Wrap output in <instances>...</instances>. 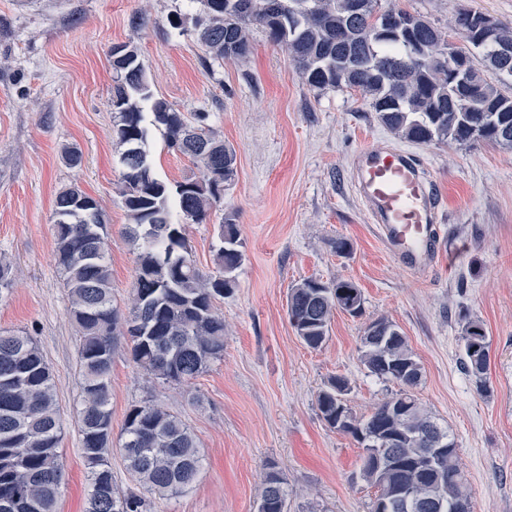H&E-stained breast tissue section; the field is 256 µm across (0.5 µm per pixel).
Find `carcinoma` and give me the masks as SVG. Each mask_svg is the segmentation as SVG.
Returning <instances> with one entry per match:
<instances>
[{
  "mask_svg": "<svg viewBox=\"0 0 512 512\" xmlns=\"http://www.w3.org/2000/svg\"><path fill=\"white\" fill-rule=\"evenodd\" d=\"M195 36L214 59L243 61L251 53V31L261 29L281 44L301 80L319 91L360 93L379 121L399 137L416 143L474 146L491 143L512 150V89L489 82L484 70L502 76L512 69V23L498 21L491 41L474 47L461 61L467 78L450 69L448 38L460 23L454 16L445 29L418 12L390 8L379 12L375 0H256L269 4L250 12L242 0H199ZM399 15L406 32L378 35L382 19ZM124 66L115 71L112 106L120 161L132 153L141 166L122 173L119 193L130 224L126 239L136 248L135 285L122 313L112 300L109 224L102 207H79L89 198L79 186L54 200L55 260L69 298V314L78 327L81 402L78 422L90 492L86 512H147L139 494L120 495L113 485L108 452L112 438L110 408L112 355L120 338L132 341L133 361L150 379L189 384L214 360L224 357V319L216 301L236 286L234 272L243 261L240 231L230 217L218 225L215 270L201 271L192 258L183 224L203 223L221 200L218 183L236 177L235 151L211 130L192 125L183 113L154 96L137 48L126 45ZM150 104L152 125L163 129L167 147L186 156L198 174L175 186L158 178L146 151L148 127L141 103ZM360 302V289L349 280L320 284L308 278L288 295V317L303 343L317 349L326 341L338 291ZM140 321L137 334L129 323ZM376 339L361 343V360L377 378L400 390L377 405L358 425L393 439L374 457H363L362 476L378 498L401 500L406 487L415 497L400 512H471L457 449L448 428L426 411L414 394L423 373L404 334L386 318L364 330ZM464 371L486 389L489 367L487 334L482 322L467 320L462 329ZM350 391L342 376L331 377L317 396V408L329 419L336 401ZM408 398L406 413L390 410ZM63 430L52 373L34 337L0 332V512H55L63 480L57 448ZM120 452L134 480L162 497L189 489L202 455L191 429L178 416L150 402L126 412ZM447 441L439 462L433 443ZM258 507L288 512V482L270 465L264 473Z\"/></svg>",
  "mask_w": 512,
  "mask_h": 512,
  "instance_id": "1",
  "label": "carcinoma"
}]
</instances>
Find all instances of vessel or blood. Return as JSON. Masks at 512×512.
I'll use <instances>...</instances> for the list:
<instances>
[{
  "label": "vessel or blood",
  "instance_id": "vessel-or-blood-1",
  "mask_svg": "<svg viewBox=\"0 0 512 512\" xmlns=\"http://www.w3.org/2000/svg\"><path fill=\"white\" fill-rule=\"evenodd\" d=\"M356 192L388 254L413 277L429 279L447 257L442 197L416 155L388 144L351 160Z\"/></svg>",
  "mask_w": 512,
  "mask_h": 512
}]
</instances>
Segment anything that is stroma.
Instances as JSON below:
<instances>
[{
	"label": "stroma",
	"mask_w": 512,
	"mask_h": 512,
	"mask_svg": "<svg viewBox=\"0 0 512 512\" xmlns=\"http://www.w3.org/2000/svg\"><path fill=\"white\" fill-rule=\"evenodd\" d=\"M512 22V0H379L443 27L458 2ZM198 0H0V257L16 277L0 297V332L34 336L51 369L63 419L64 481L56 512H85L90 490L81 456L79 332L55 263L53 204L78 185L111 224L112 296L126 307L136 253L123 231L121 148L113 132V45L137 47L155 96L190 122L204 120L236 152L237 174L206 223L185 234L199 268L213 270L217 227L233 217L244 259L224 318V357L193 383L148 380L128 342L112 356L110 460L120 491L136 489L119 451L130 405L149 401L179 415L203 454L195 483L176 497L147 494L152 512H256L272 462L288 480V512H370L375 490L361 475L362 448L327 426L318 393L346 377L348 404L363 417L397 385L371 375L360 338L384 317L406 336L423 369L415 394L455 441L472 512H512V150L405 144L359 96L310 89L287 52L253 30L243 61L206 55L194 35ZM146 12V25L129 19ZM407 146L443 197L449 267L420 281L385 250L356 199L349 161L360 148ZM77 146L81 166L62 158ZM147 148L168 184L192 161L150 128ZM351 241L337 255L336 238ZM306 278L354 282L360 317L335 312L319 349L290 325L289 289ZM483 323L490 344L486 391L463 370L462 326Z\"/></svg>",
	"instance_id": "35a3bbf8"
}]
</instances>
